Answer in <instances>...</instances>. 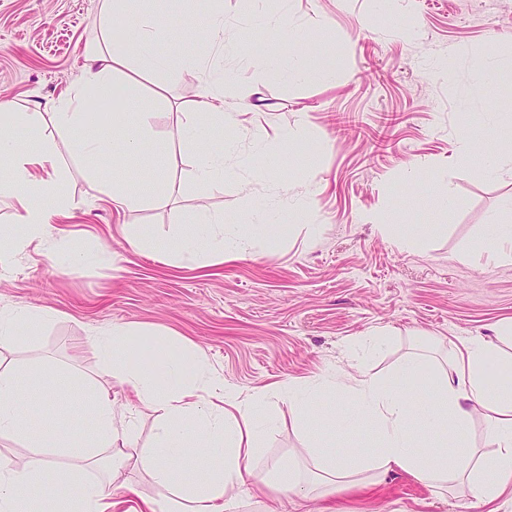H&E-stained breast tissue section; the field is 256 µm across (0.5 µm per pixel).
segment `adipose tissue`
<instances>
[{"instance_id":"adipose-tissue-1","label":"adipose tissue","mask_w":512,"mask_h":512,"mask_svg":"<svg viewBox=\"0 0 512 512\" xmlns=\"http://www.w3.org/2000/svg\"><path fill=\"white\" fill-rule=\"evenodd\" d=\"M126 27L127 38L112 43L109 52H102L99 41L88 44L84 79L55 105V127L80 131V138L72 144L79 156L142 154L153 144L147 114L127 112L124 103H117L111 115V135L88 137L83 130L91 123L89 104L106 99L115 81L133 87V79L123 73L130 57H138L146 70L158 75L179 65L196 73L201 83L192 111L184 113L179 125L181 137L199 155L195 178L203 185L223 182L224 136L237 129L242 114L241 108L226 104L223 78L205 69L196 38L189 36L174 17L132 15L127 17ZM306 41L297 34L289 36L284 49L261 62L265 78H306ZM160 42L165 45L161 51L156 48ZM471 69L477 86L495 91L509 109L494 123V150L484 163L474 165L472 149L463 146L457 164L460 169L473 168L480 176L493 177L500 173L497 153L512 152V66H502L494 56L485 54L472 61ZM0 166L9 171L8 178L0 180V198L9 199L16 223L23 226L28 238L43 239L51 248L64 249L65 238L50 237L47 224L50 210L67 205L52 146L44 143L22 152L12 136L1 134ZM102 192L121 209L132 211L150 204L161 195L162 187L150 182L145 190L137 191L116 174L103 185ZM287 198V187H280L276 200L266 203L254 219L229 228L222 214L206 205L196 206L190 219L192 231L179 239L180 260L198 263L206 257L220 260L227 254L240 257L254 253L259 242L280 233L276 216ZM503 339L499 333L468 340L454 349L448 370L434 376L430 410L424 418L433 448L426 453L418 449L410 432L412 410L402 387L420 370L423 358L407 360L392 384L366 373L348 380L337 373L326 376L328 388L342 387L376 424L378 442L354 461L340 451L307 449V456L317 461L310 478L292 469L275 468L266 475L250 467L258 452L261 410L272 400L308 408L311 397L301 385L288 384L272 394L261 392L243 398L173 338H159L148 348L137 342L134 330L116 326L90 337L89 342L94 353L111 366L113 379L129 389L137 404L155 414L151 442L138 450L135 462L165 494L159 501L141 500L136 512H238V488L249 478L261 491L281 488L300 494L316 485L326 497L336 489L356 485L361 474L373 479L395 468L413 474L439 494L463 486L486 505L512 500V391L490 392L485 374L487 362L500 356ZM25 378L38 382L36 396L23 395L21 381ZM77 384L86 396L85 411L91 427L74 424L63 438L34 430L31 423L38 409L62 404L69 388ZM478 407L484 411L485 433L492 448L488 454L470 446L466 439ZM131 429L130 417L115 410L104 387L82 382L68 368L38 359L1 369L0 438L9 437L32 449L37 462L0 469V512H24L31 487L43 484L49 485L50 493L41 512H108L106 488L125 464L122 457L112 456L111 450L129 441ZM189 452L202 468L203 478L187 476L177 467V459ZM62 457L98 470L99 478L88 479L74 469L60 467Z\"/></svg>"}]
</instances>
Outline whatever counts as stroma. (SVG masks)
<instances>
[{"instance_id": "obj_1", "label": "stroma", "mask_w": 512, "mask_h": 512, "mask_svg": "<svg viewBox=\"0 0 512 512\" xmlns=\"http://www.w3.org/2000/svg\"><path fill=\"white\" fill-rule=\"evenodd\" d=\"M228 32L247 53L267 56L287 33L319 31L324 44L310 55L335 58L333 80L268 81L254 70L211 53L205 66L224 71L227 103H249L227 153L223 182L194 181L196 152L179 138L180 112L200 92L196 77L173 68L163 79L137 59L129 72L141 90L128 108L144 112L154 131L149 155L79 157L74 132L43 120L41 137L58 156L68 208L52 215L70 253L32 240L24 251L4 248L0 310L26 307L50 318L0 350V364L47 358L109 387L117 408H131L128 390L84 343L96 332L126 324L144 334H171L188 343L241 395L295 382L318 385L327 374L359 369L392 380L398 366L424 351L430 366L446 364L453 343L491 336L512 320V261L488 260L490 223L512 199L507 173L486 179L460 171L454 154L467 125H490L493 97L472 91V56L491 50L512 61V0L480 11L477 0H404L387 15L378 0H288L282 30L261 28L275 0H223ZM100 0H0V99L41 112L81 78L87 44L99 26ZM418 24L409 40L398 28ZM450 63V75L429 71ZM164 82L165 96L150 94ZM268 133L300 129L291 143L273 145V177L237 165L255 127ZM120 173L132 184L152 178L179 184L174 197L123 212L100 199L101 183ZM458 199L438 208L428 175ZM287 183L278 218L285 229L252 258L179 262L149 250L130 251L127 238L174 241L199 199L225 223L251 219ZM314 203L316 225L298 214ZM382 215L388 232L365 222ZM82 261L71 265V253ZM340 395L326 390L307 411L277 402L263 414L256 471L280 462L309 467L308 445L370 447L366 422L334 421ZM161 489L135 463L115 479L112 512H128ZM342 512H487L466 490L439 496L401 469L368 490L336 492Z\"/></svg>"}]
</instances>
